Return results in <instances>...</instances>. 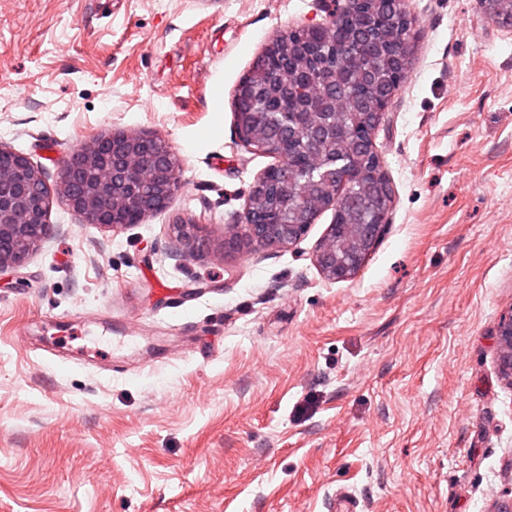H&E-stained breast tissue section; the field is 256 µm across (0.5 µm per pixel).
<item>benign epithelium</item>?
<instances>
[{
  "label": "benign epithelium",
  "mask_w": 512,
  "mask_h": 512,
  "mask_svg": "<svg viewBox=\"0 0 512 512\" xmlns=\"http://www.w3.org/2000/svg\"><path fill=\"white\" fill-rule=\"evenodd\" d=\"M0 271L23 266L31 253L51 235L49 201L35 198L42 170L29 158L0 144ZM182 188L179 161L168 144L149 131H114L83 144L65 161L59 177V198L88 223L119 229L139 224L147 216L140 204L144 192L166 208ZM205 225L192 220L172 226L186 255L208 252L210 239ZM307 224H270L247 217L245 224H233L225 232L224 249L246 247L289 248L307 233ZM325 278L336 281L357 273L362 253L350 252L336 262V237L326 236L316 255Z\"/></svg>",
  "instance_id": "7a95c632"
}]
</instances>
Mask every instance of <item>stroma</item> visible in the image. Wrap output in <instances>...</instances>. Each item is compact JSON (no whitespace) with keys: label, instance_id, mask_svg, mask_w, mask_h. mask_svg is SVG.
<instances>
[{"label":"stroma","instance_id":"stroma-1","mask_svg":"<svg viewBox=\"0 0 512 512\" xmlns=\"http://www.w3.org/2000/svg\"><path fill=\"white\" fill-rule=\"evenodd\" d=\"M406 79L374 131L393 191L357 274L321 213L228 253L272 157L233 93L332 0H0V142L56 184L115 130L161 135L184 187L120 231L61 200L0 272V512H512V30L478 0H404ZM207 224L204 256L173 224Z\"/></svg>","mask_w":512,"mask_h":512}]
</instances>
